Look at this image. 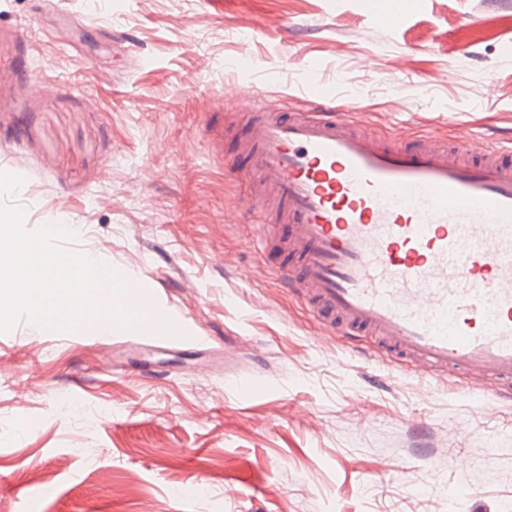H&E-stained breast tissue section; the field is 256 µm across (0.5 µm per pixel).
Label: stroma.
Returning <instances> with one entry per match:
<instances>
[{
  "mask_svg": "<svg viewBox=\"0 0 512 512\" xmlns=\"http://www.w3.org/2000/svg\"><path fill=\"white\" fill-rule=\"evenodd\" d=\"M388 8L400 26L373 0H0V172L23 179V229L76 225L64 248L139 276L204 343L148 358L113 328L116 375L92 330L24 314L0 332V512L512 506V400L322 335L272 273L248 183L211 159L206 114L241 81L281 107L355 103L386 135L512 130V0ZM246 337L265 357L241 359L255 393L196 375L200 352Z\"/></svg>",
  "mask_w": 512,
  "mask_h": 512,
  "instance_id": "stroma-1",
  "label": "stroma"
}]
</instances>
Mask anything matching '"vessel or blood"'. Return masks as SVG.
I'll use <instances>...</instances> for the list:
<instances>
[{"label": "vessel or blood", "instance_id": "b4317fda", "mask_svg": "<svg viewBox=\"0 0 512 512\" xmlns=\"http://www.w3.org/2000/svg\"><path fill=\"white\" fill-rule=\"evenodd\" d=\"M248 117L226 175L258 173L278 202L259 227L287 248L273 270L326 336L377 351L425 376L465 377L490 403L512 398V139L474 149L413 133L387 137L332 99L281 116L238 100ZM151 324L141 339L192 344L165 333L180 321L135 293Z\"/></svg>", "mask_w": 512, "mask_h": 512}]
</instances>
